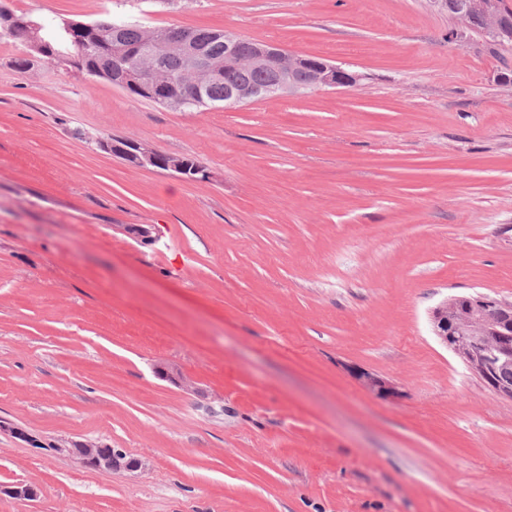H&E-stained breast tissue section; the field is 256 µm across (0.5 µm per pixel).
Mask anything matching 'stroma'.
Returning a JSON list of instances; mask_svg holds the SVG:
<instances>
[{"mask_svg": "<svg viewBox=\"0 0 512 512\" xmlns=\"http://www.w3.org/2000/svg\"><path fill=\"white\" fill-rule=\"evenodd\" d=\"M224 30L359 74L174 111L0 37V512H512V400L437 343L512 302V45L428 0H0ZM190 156L192 181L96 147ZM149 225L142 244L127 227ZM171 365L195 382L159 378ZM396 384L382 401L347 371ZM100 438L112 475L50 442ZM55 450L74 459L80 466L90 470H105L111 473H135L146 469L140 458L131 457L124 448H112L100 439L70 440L55 446Z\"/></svg>", "mask_w": 512, "mask_h": 512, "instance_id": "1", "label": "stroma"}]
</instances>
